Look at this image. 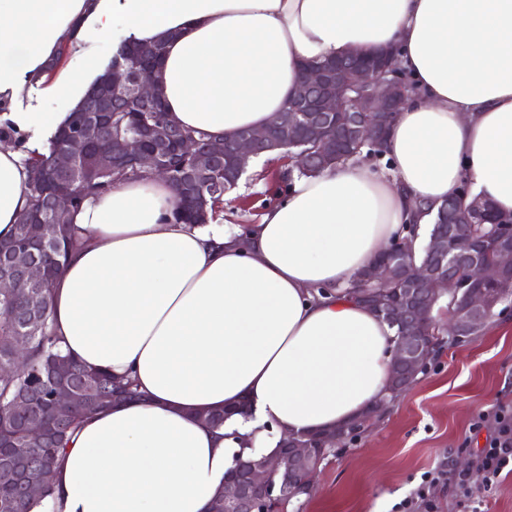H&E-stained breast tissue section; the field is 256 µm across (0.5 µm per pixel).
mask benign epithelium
Segmentation results:
<instances>
[{"label": "benign epithelium", "instance_id": "1", "mask_svg": "<svg viewBox=\"0 0 512 512\" xmlns=\"http://www.w3.org/2000/svg\"><path fill=\"white\" fill-rule=\"evenodd\" d=\"M143 67H110L88 91L71 123L58 134L59 148L33 169L31 187L44 191V213L21 216L19 223L33 225L32 236L42 237V224L64 229L70 224L78 189L74 177L86 158L93 160L100 174L132 169L174 179L169 150L190 159V168L179 177L177 209L195 213L198 223L207 222L209 200L224 196L226 187L236 185L252 157L276 149L288 150L300 171L308 173L326 166L345 154L355 143H381L386 139L395 114L407 102L408 87L395 63L393 50L371 56L352 52L342 58L303 66L298 87L288 108L276 114L261 129H242L224 141L196 139L168 118L151 121L131 133L112 136L108 146L100 145L104 124L112 113L132 108L150 110L162 105L160 50L155 45L129 47ZM224 168V183H215L217 166ZM469 188L445 201L447 224L442 235L432 240L433 263L411 269L407 266L411 248L398 239L367 270L373 288H396L397 299L374 295L369 305L387 321L399 326L388 395L392 399L409 389L417 374L434 358L432 346L419 331L424 314L444 293H454L460 280L469 285L459 310L448 314V329L455 340L477 335L483 326L490 284L512 281V221L498 228L499 245L491 259L469 250L453 252L448 241L459 236L467 224H486L492 207L475 197L469 205L460 201ZM13 246L0 243V294L12 293L25 285L34 290L44 286L45 267L22 258L12 260ZM58 376L50 394L55 406L66 409L72 402L98 406L105 395L95 388L76 389L67 381L66 368L54 367ZM364 422L329 432L289 434L278 452L259 459L235 460L224 476L214 512H283L285 505L300 496L313 475L312 456L318 448H335L345 438L358 434ZM23 432L37 440L50 439L43 420L33 417ZM49 477L43 467L17 466L15 480L30 497L42 492Z\"/></svg>", "mask_w": 512, "mask_h": 512}]
</instances>
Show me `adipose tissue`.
Instances as JSON below:
<instances>
[{
	"label": "adipose tissue",
	"instance_id": "adipose-tissue-1",
	"mask_svg": "<svg viewBox=\"0 0 512 512\" xmlns=\"http://www.w3.org/2000/svg\"><path fill=\"white\" fill-rule=\"evenodd\" d=\"M163 43L168 114L232 138L284 110L307 61L396 48L413 91L389 167H287L258 223L186 224L158 176L90 197L51 327L85 367L131 377L70 439L34 512H206L235 454L340 427L386 394L395 331L342 288L462 185L512 217V0H0V241L31 206L27 153L67 126L97 43ZM247 403L223 425L198 414Z\"/></svg>",
	"mask_w": 512,
	"mask_h": 512
}]
</instances>
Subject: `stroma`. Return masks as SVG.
I'll return each mask as SVG.
<instances>
[{
    "label": "stroma",
    "instance_id": "obj_1",
    "mask_svg": "<svg viewBox=\"0 0 512 512\" xmlns=\"http://www.w3.org/2000/svg\"><path fill=\"white\" fill-rule=\"evenodd\" d=\"M281 160L246 173L224 212L236 224L257 223L288 194ZM512 409V326L489 320L471 339L446 344L414 385L361 434L347 438L318 467L309 497L288 512H391L438 466L474 463L486 432L476 414Z\"/></svg>",
    "mask_w": 512,
    "mask_h": 512
}]
</instances>
